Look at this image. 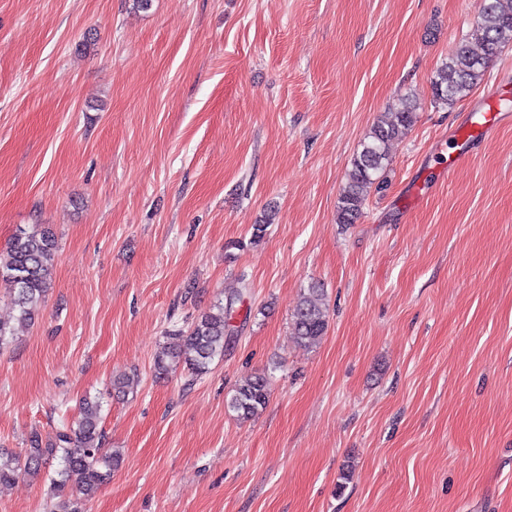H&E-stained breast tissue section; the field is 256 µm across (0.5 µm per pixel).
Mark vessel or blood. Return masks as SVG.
Listing matches in <instances>:
<instances>
[{
	"instance_id": "b4317fda",
	"label": "vessel or blood",
	"mask_w": 512,
	"mask_h": 512,
	"mask_svg": "<svg viewBox=\"0 0 512 512\" xmlns=\"http://www.w3.org/2000/svg\"><path fill=\"white\" fill-rule=\"evenodd\" d=\"M512 114V109L501 104V92L498 86H491L460 117L458 124L451 130L452 138L463 146L462 159H469V147L488 140L494 135L501 122Z\"/></svg>"
}]
</instances>
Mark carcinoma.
Returning a JSON list of instances; mask_svg holds the SVG:
<instances>
[{
	"label": "carcinoma",
	"instance_id": "cac0c4a2",
	"mask_svg": "<svg viewBox=\"0 0 512 512\" xmlns=\"http://www.w3.org/2000/svg\"><path fill=\"white\" fill-rule=\"evenodd\" d=\"M512 45V0H483L476 25L456 50L442 63L432 78L433 103L452 105L467 97L482 79L489 62L500 49ZM413 112H393L377 121L361 143L348 173L346 189L337 204V222L353 224L362 215L371 192L384 185L390 165L389 145L395 135L411 126ZM58 253L55 234L48 227L33 224L18 230L5 250L0 251V285L13 295L17 315L14 322L0 321V349L14 339V323L34 320L52 281ZM237 295L230 294L202 313L185 329L166 331V342L154 361L155 372L167 375L180 366L196 379L207 374L210 365L224 357L231 341L229 320ZM322 285L311 282L291 316V330L297 343L313 346L326 335L328 314ZM270 380L264 374L242 379L225 399L226 408L241 420L258 416L268 405ZM103 402L86 397L78 416L60 429L55 441L42 444V438L31 435L22 455H4L0 451V484H8L20 476L38 477L46 459H59L60 469L54 478L53 492L64 496L66 488L77 486L82 500L64 501V512H82V502L92 498L112 477L121 457L117 451L104 448L102 429Z\"/></svg>",
	"mask_w": 512,
	"mask_h": 512
}]
</instances>
